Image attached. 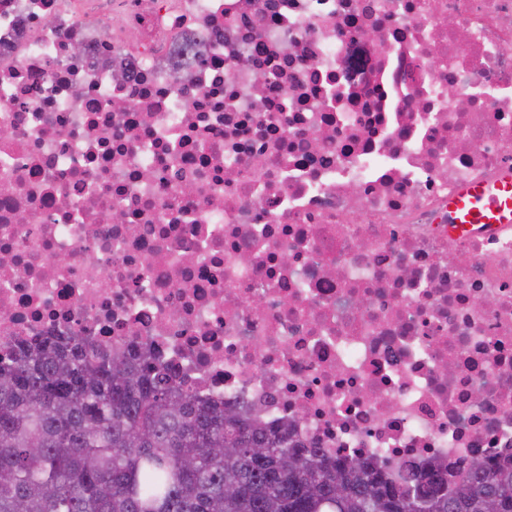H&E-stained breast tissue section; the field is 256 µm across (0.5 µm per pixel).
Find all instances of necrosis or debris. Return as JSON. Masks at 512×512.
I'll list each match as a JSON object with an SVG mask.
<instances>
[{
  "label": "necrosis or debris",
  "mask_w": 512,
  "mask_h": 512,
  "mask_svg": "<svg viewBox=\"0 0 512 512\" xmlns=\"http://www.w3.org/2000/svg\"><path fill=\"white\" fill-rule=\"evenodd\" d=\"M507 170L512 0H0V349H146L391 478L512 459V227L448 231Z\"/></svg>",
  "instance_id": "obj_1"
}]
</instances>
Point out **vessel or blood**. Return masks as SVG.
<instances>
[{
    "instance_id": "1",
    "label": "vessel or blood",
    "mask_w": 512,
    "mask_h": 512,
    "mask_svg": "<svg viewBox=\"0 0 512 512\" xmlns=\"http://www.w3.org/2000/svg\"><path fill=\"white\" fill-rule=\"evenodd\" d=\"M480 224H512L511 175L491 184L467 186L449 198V233L469 234Z\"/></svg>"
}]
</instances>
